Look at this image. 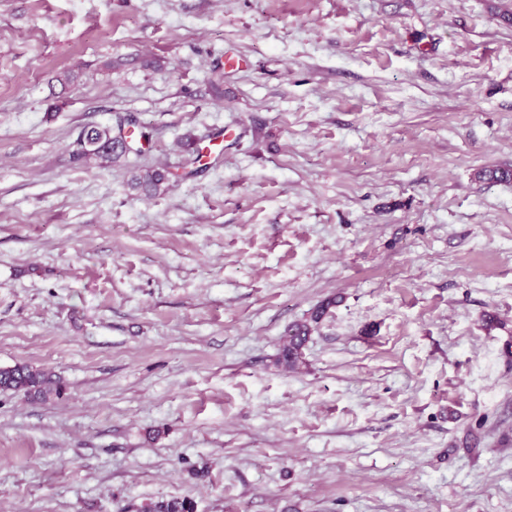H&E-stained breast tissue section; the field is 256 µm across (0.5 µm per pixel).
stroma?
Segmentation results:
<instances>
[{"label": "stroma", "instance_id": "1", "mask_svg": "<svg viewBox=\"0 0 512 512\" xmlns=\"http://www.w3.org/2000/svg\"><path fill=\"white\" fill-rule=\"evenodd\" d=\"M507 10L0 0V367L65 386L0 394V512H512ZM125 113L141 153L73 159ZM171 176L165 167H151L131 172L127 186L135 195L155 196L169 189ZM331 302L322 303L312 313L310 320L295 323L288 327L283 336L277 364L284 370L293 371L303 364V348L312 331L318 328L321 321L328 314ZM64 385L59 378L45 368L28 364H16L12 367H0V393L22 394L24 397L47 401L59 397Z\"/></svg>", "mask_w": 512, "mask_h": 512}]
</instances>
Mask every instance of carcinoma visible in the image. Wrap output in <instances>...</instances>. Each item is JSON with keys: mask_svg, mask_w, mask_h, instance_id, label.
<instances>
[{"mask_svg": "<svg viewBox=\"0 0 512 512\" xmlns=\"http://www.w3.org/2000/svg\"><path fill=\"white\" fill-rule=\"evenodd\" d=\"M147 137L149 134L134 115H119L113 125L93 124L83 127L73 142V157L88 166H119L122 159L134 150V146ZM171 182L168 169L151 167L131 172L127 186L137 195L150 197L167 191ZM331 305L330 301L321 304L312 313L310 320L288 327L277 359L280 367L293 371L303 364V348L312 331L318 328L328 314ZM63 391L61 380L45 368L28 364L0 367L1 394H21L31 400L47 401L61 396ZM144 512H193V506L187 500L172 498L152 503Z\"/></svg>", "mask_w": 512, "mask_h": 512, "instance_id": "cac0c4a2", "label": "carcinoma"}]
</instances>
